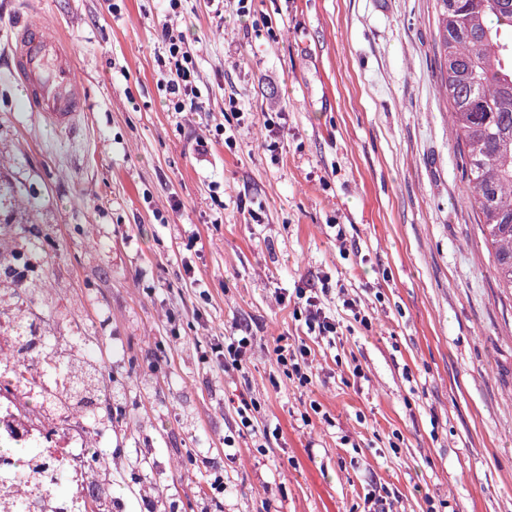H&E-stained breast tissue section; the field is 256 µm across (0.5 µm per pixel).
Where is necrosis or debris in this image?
I'll return each mask as SVG.
<instances>
[{"instance_id":"obj_1","label":"necrosis or debris","mask_w":512,"mask_h":512,"mask_svg":"<svg viewBox=\"0 0 512 512\" xmlns=\"http://www.w3.org/2000/svg\"><path fill=\"white\" fill-rule=\"evenodd\" d=\"M50 341L44 323L31 336L0 337V512H13L20 501L25 512H82L88 471H109L107 462L86 451L90 430L84 418H61L32 400L48 391L62 401L69 387L44 378ZM18 448L35 454L20 463Z\"/></svg>"}]
</instances>
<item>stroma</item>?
<instances>
[{"mask_svg":"<svg viewBox=\"0 0 512 512\" xmlns=\"http://www.w3.org/2000/svg\"><path fill=\"white\" fill-rule=\"evenodd\" d=\"M20 8L0 0V217L38 227L19 251L51 335L112 376L95 445L121 512H374L371 492L385 512H512V292L462 200L434 0H40L90 101L68 135L12 76ZM166 23L196 60L181 113L157 86ZM300 288L335 341L296 320ZM242 332L225 370L212 346ZM281 336L310 347V385L278 369ZM251 340V336H232L229 337V342H226V337L224 338V353L222 345L217 348L216 352L224 356L225 370L240 371L243 368V362L251 348Z\"/></svg>","mask_w":512,"mask_h":512,"instance_id":"obj_1","label":"stroma"}]
</instances>
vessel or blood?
<instances>
[{"instance_id": "b4317fda", "label": "vessel or blood", "mask_w": 512, "mask_h": 512, "mask_svg": "<svg viewBox=\"0 0 512 512\" xmlns=\"http://www.w3.org/2000/svg\"><path fill=\"white\" fill-rule=\"evenodd\" d=\"M35 2L23 0L12 28L11 70L44 124L70 133L78 127L88 103L77 78L70 43L39 17Z\"/></svg>"}]
</instances>
